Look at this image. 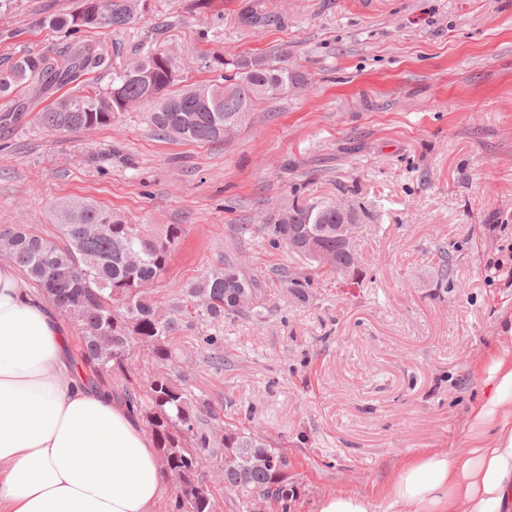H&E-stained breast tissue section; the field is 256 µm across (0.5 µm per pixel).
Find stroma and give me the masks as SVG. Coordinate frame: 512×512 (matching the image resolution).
I'll return each mask as SVG.
<instances>
[{
  "instance_id": "obj_1",
  "label": "stroma",
  "mask_w": 512,
  "mask_h": 512,
  "mask_svg": "<svg viewBox=\"0 0 512 512\" xmlns=\"http://www.w3.org/2000/svg\"><path fill=\"white\" fill-rule=\"evenodd\" d=\"M281 25L242 27L246 0H146L120 30L77 33L113 67L161 47L184 84L218 81L209 58L272 55L306 78L211 144L159 139L147 106L112 126L57 132L21 91L0 100V230L54 231V204L92 202L184 241L166 281L182 284L239 254L266 289L263 320L226 318L230 362L184 366L216 407L249 417L287 451L299 499L373 493L408 457L468 448L477 374L512 320V0H271ZM76 0H13L0 14V61L67 42L43 17ZM330 199L360 214L358 263L316 277L308 302L279 288L307 266L236 233L293 202Z\"/></svg>"
}]
</instances>
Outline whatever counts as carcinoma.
Here are the masks:
<instances>
[{
    "mask_svg": "<svg viewBox=\"0 0 512 512\" xmlns=\"http://www.w3.org/2000/svg\"><path fill=\"white\" fill-rule=\"evenodd\" d=\"M76 0L68 14L47 20L53 28L76 34L102 27L122 28L139 15L142 0ZM240 23L254 30L281 24L266 0H249ZM233 67L224 82L180 89V64L161 49L148 51L116 70L94 46L67 43L47 54L24 55L0 67V92L34 84V90L78 83L40 112V122L55 131L76 132L114 124L127 104L151 106L149 121L158 137L210 143L246 126L255 107L288 88H300L304 76L288 67V55L214 57ZM112 72L107 85L82 83L89 72ZM57 234L43 237L25 224L0 231V251L11 255L25 279L64 312L79 330L81 357L92 375L82 380L98 389L106 378L122 388L129 408L151 433L174 486L171 512H288L298 492L291 481L288 453L258 429L224 420L203 391L181 369V335L195 334L206 362L224 369V318L248 313L263 317L267 294L233 254L224 267L169 289L164 306L154 292L166 277L182 240L171 224L157 236L140 224L94 204L65 199L56 206ZM98 225L94 235L86 225ZM356 214L336 209L333 200L292 204L272 224L257 229L268 245L283 246L304 257L317 274H335L355 262L351 246ZM311 273L286 276L283 290L299 301L308 297ZM224 480L216 494L209 474Z\"/></svg>",
    "mask_w": 512,
    "mask_h": 512,
    "instance_id": "carcinoma-1",
    "label": "carcinoma"
}]
</instances>
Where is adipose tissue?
Returning a JSON list of instances; mask_svg holds the SVG:
<instances>
[{
  "instance_id": "adipose-tissue-1",
  "label": "adipose tissue",
  "mask_w": 512,
  "mask_h": 512,
  "mask_svg": "<svg viewBox=\"0 0 512 512\" xmlns=\"http://www.w3.org/2000/svg\"><path fill=\"white\" fill-rule=\"evenodd\" d=\"M67 336L0 263V512H156L169 485L150 435L127 406L84 388ZM480 378L471 448L421 451L377 497L329 494L316 512H512V323Z\"/></svg>"
}]
</instances>
